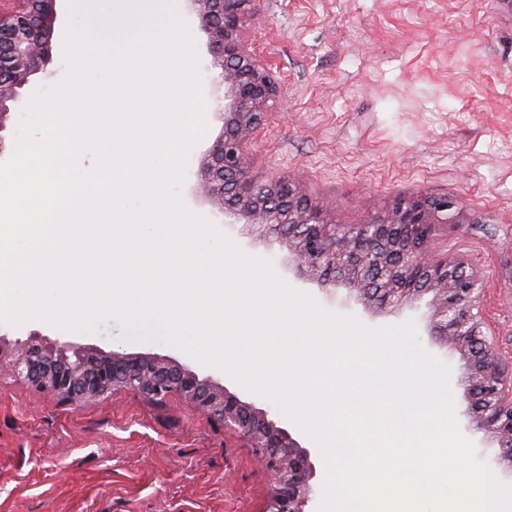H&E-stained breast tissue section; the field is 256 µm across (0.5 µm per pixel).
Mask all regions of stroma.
<instances>
[{
	"label": "stroma",
	"mask_w": 512,
	"mask_h": 512,
	"mask_svg": "<svg viewBox=\"0 0 512 512\" xmlns=\"http://www.w3.org/2000/svg\"><path fill=\"white\" fill-rule=\"evenodd\" d=\"M258 50L283 105L252 142L248 174L297 182L328 223L349 225L414 195L448 196L465 231L440 226L442 251L483 276L481 316L512 364V0H256ZM205 131L179 188L186 209L219 219L200 161L222 127L203 85ZM324 309L379 328L336 288L306 289ZM100 351L150 354L191 367L242 399L225 370L158 342L42 320L0 326ZM269 482L251 449L181 397L156 404L117 392L83 407L0 380V512H263Z\"/></svg>",
	"instance_id": "stroma-1"
}]
</instances>
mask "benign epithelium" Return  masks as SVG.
Here are the masks:
<instances>
[{
  "instance_id": "7a95c632",
  "label": "benign epithelium",
  "mask_w": 512,
  "mask_h": 512,
  "mask_svg": "<svg viewBox=\"0 0 512 512\" xmlns=\"http://www.w3.org/2000/svg\"><path fill=\"white\" fill-rule=\"evenodd\" d=\"M0 10V133L32 77L45 72L64 40L61 0H11ZM208 41L224 128L209 146L200 171L206 195L224 225L288 245L291 268L309 283L341 287L364 310L400 315L419 308L425 336H438L457 363L459 404L473 431L500 449L512 466V366H504L486 340L475 310L483 279L472 263L441 255L437 227L464 229L448 197L416 196L360 224L324 221L287 178L254 182L248 149L280 87L262 62L251 35L256 0H183ZM57 402L81 407L125 391L162 402L176 395L200 416L244 441L270 477L265 512H315L316 464L288 424L226 386L168 358L100 352L31 332L0 334V376Z\"/></svg>"
}]
</instances>
